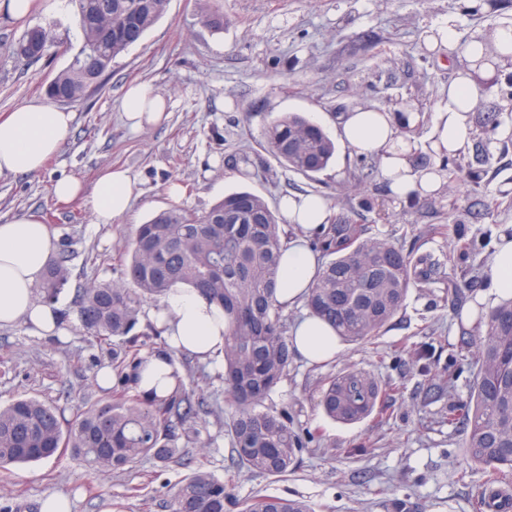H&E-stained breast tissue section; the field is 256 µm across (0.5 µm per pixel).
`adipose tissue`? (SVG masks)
I'll return each mask as SVG.
<instances>
[{
    "label": "adipose tissue",
    "instance_id": "ef3b65f1",
    "mask_svg": "<svg viewBox=\"0 0 512 512\" xmlns=\"http://www.w3.org/2000/svg\"><path fill=\"white\" fill-rule=\"evenodd\" d=\"M478 91L467 73H459L448 87L446 102L434 112L425 137L413 135L424 118L411 108L400 112L357 109L340 118L341 138L358 153L375 157L393 197L408 202L439 193L446 182V157L464 153L471 144V114ZM121 118L131 130L160 124L165 101L144 84L129 85L120 104ZM72 113L32 101L0 121V174L26 175L42 170L57 154L68 135ZM420 150L434 157L432 165L417 168L413 155ZM136 179L129 169L107 167L94 186L91 204L96 223L109 224L129 210ZM281 216L295 229L278 267L280 303L303 302L321 268L320 254L309 237L329 218L324 199L315 195H290L279 203ZM54 236L37 217H15L0 223V327L25 323L41 336L59 333L61 309L40 298L37 286L53 260ZM490 286L498 302L512 299V229L501 228L490 259ZM150 322L161 344L146 354L129 372L136 394L146 402L167 397L173 388V354L200 361L212 359L224 348L227 319L216 304L194 290L178 286L152 310ZM305 360L323 362L336 357L343 344L335 329L317 316L298 320L289 336Z\"/></svg>",
    "mask_w": 512,
    "mask_h": 512
}]
</instances>
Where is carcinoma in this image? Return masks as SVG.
<instances>
[{
	"mask_svg": "<svg viewBox=\"0 0 512 512\" xmlns=\"http://www.w3.org/2000/svg\"><path fill=\"white\" fill-rule=\"evenodd\" d=\"M81 33L83 64H70L47 85L51 100L59 95L78 101L97 87L112 61L165 14L169 0H68ZM201 21L224 28V12L207 6ZM55 46L53 30L36 26L13 45L24 60L33 48ZM269 149L291 170L312 176L324 171L336 145L305 115L289 112L273 119L266 131ZM287 235L267 203L248 191L233 192L198 216L173 208L137 227L119 257L120 277L92 282L79 290L80 328L99 342L126 341L139 323L144 302H159L177 285L192 288L224 307L229 330L224 335L222 377L232 402L224 422L238 467L268 477H283L298 464L306 440L290 425L288 412L265 401L288 377L292 344L276 299L277 269ZM331 260L322 265L304 300L310 314L330 323L341 338L361 342L377 335L398 313L411 286L428 280L435 262L415 256L386 239L362 238L352 224H331L316 242ZM63 256L47 269L42 292L57 298L67 284ZM477 382L464 406L448 408V425L463 420L467 457L485 468L475 512H484L494 492L512 502V300L482 316ZM152 350L150 335L112 349L118 374L143 362ZM390 390L371 373L346 367L323 380L321 406L334 420L357 423L383 418L380 403ZM184 383L161 403H146L126 392L110 400L86 401L75 420L62 424L58 408L37 397L21 396L0 404V467L49 459L72 448L94 470H123L154 460L183 461L176 445L187 413ZM171 512H314L301 498L253 496L240 499L232 480L195 468L171 495Z\"/></svg>",
	"mask_w": 512,
	"mask_h": 512,
	"instance_id": "1",
	"label": "carcinoma"
}]
</instances>
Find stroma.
<instances>
[{"instance_id":"stroma-1","label":"stroma","mask_w":512,"mask_h":512,"mask_svg":"<svg viewBox=\"0 0 512 512\" xmlns=\"http://www.w3.org/2000/svg\"><path fill=\"white\" fill-rule=\"evenodd\" d=\"M224 27L204 25L203 0H169L164 16L136 45L117 56L100 86L64 104L74 120L62 150L42 171L0 175V223L39 215L67 256L68 285L56 302L66 334L45 337L18 323L0 328V403L20 396L53 402L73 419L83 400L121 392L103 388L100 368L111 366L112 347L80 329L76 293L90 281L120 276L118 256L139 224L182 208L204 214L225 195L251 191L277 208L287 193L325 198L330 220L353 224L366 237H383L414 255L442 258L428 281L410 288L401 310L381 332L345 343L324 364L294 358L288 377L268 404L287 410L293 428L312 434L300 461L284 477L237 469L224 417L231 411L221 359L185 376L186 390L206 407L189 418L190 436L178 442L195 466L234 483L238 497H300L315 512H473L472 496L484 482L468 464L464 426L443 417L450 400H467L477 376L474 327L461 319L476 292L489 288L488 261L503 225H512V145L481 162L485 113L512 103V75L480 92L471 145L462 163L478 165L479 180L446 182L436 196L405 204L389 193L374 159L341 142L337 117L359 108L395 111L410 101L432 114L462 69V48L497 31L512 17V0H219ZM456 21L453 45L430 52L425 38L442 20ZM54 29L67 53L21 62L7 47L33 26ZM79 30L65 0H34L16 19L0 12V119L45 96L47 84L71 61ZM148 84L167 101L165 120L130 133L120 119L124 87ZM299 112L336 142L326 170L292 171L266 144L277 115ZM126 167L138 176L130 211L109 224L93 221L90 198L61 203L52 193L60 177L93 188L101 169ZM470 250L459 252L457 241ZM477 275L459 298L449 281ZM461 365L455 392L440 381L452 362ZM354 366L399 392L384 420L342 424L320 405L325 376ZM188 473L176 463L144 461L122 471H92L72 450L58 458L0 468V512H40L42 500L64 495L71 512H169L165 503Z\"/></svg>"}]
</instances>
